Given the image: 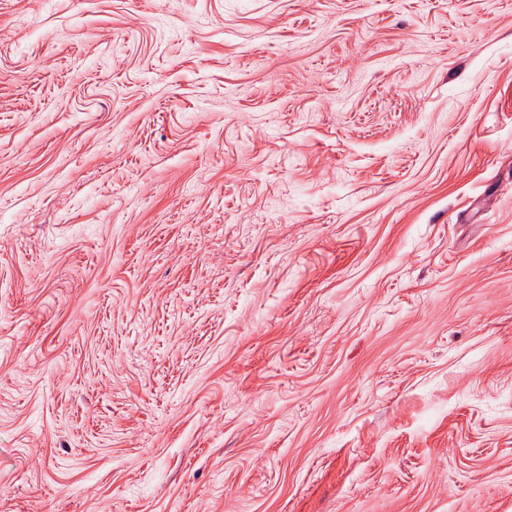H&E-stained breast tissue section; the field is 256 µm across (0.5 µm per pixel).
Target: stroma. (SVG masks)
I'll use <instances>...</instances> for the list:
<instances>
[{"label":"stroma","instance_id":"35a3bbf8","mask_svg":"<svg viewBox=\"0 0 512 512\" xmlns=\"http://www.w3.org/2000/svg\"><path fill=\"white\" fill-rule=\"evenodd\" d=\"M0 512H512V0H0Z\"/></svg>","mask_w":512,"mask_h":512}]
</instances>
